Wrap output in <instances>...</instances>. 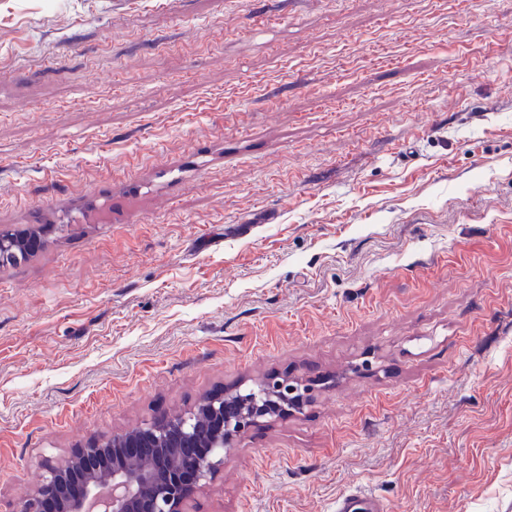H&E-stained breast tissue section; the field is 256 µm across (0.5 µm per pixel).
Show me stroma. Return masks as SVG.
<instances>
[{"label":"stroma","instance_id":"35a3bbf8","mask_svg":"<svg viewBox=\"0 0 512 512\" xmlns=\"http://www.w3.org/2000/svg\"><path fill=\"white\" fill-rule=\"evenodd\" d=\"M0 512L288 378L187 512H512V0H0ZM33 235L31 230L10 235L0 234V262L8 261L10 256L17 257L19 251L26 248ZM335 512H387V508L372 493L356 491L341 495L336 500Z\"/></svg>","mask_w":512,"mask_h":512}]
</instances>
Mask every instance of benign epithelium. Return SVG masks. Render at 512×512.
Wrapping results in <instances>:
<instances>
[{
  "label": "benign epithelium",
  "mask_w": 512,
  "mask_h": 512,
  "mask_svg": "<svg viewBox=\"0 0 512 512\" xmlns=\"http://www.w3.org/2000/svg\"><path fill=\"white\" fill-rule=\"evenodd\" d=\"M32 238L31 231L0 234V262ZM257 391L270 403L237 392L204 397L186 413L46 459V475L20 512H185L192 493L224 462L233 437L301 404L298 383L287 379H269ZM76 473L83 476V490L73 497L69 486Z\"/></svg>",
  "instance_id": "1"
}]
</instances>
